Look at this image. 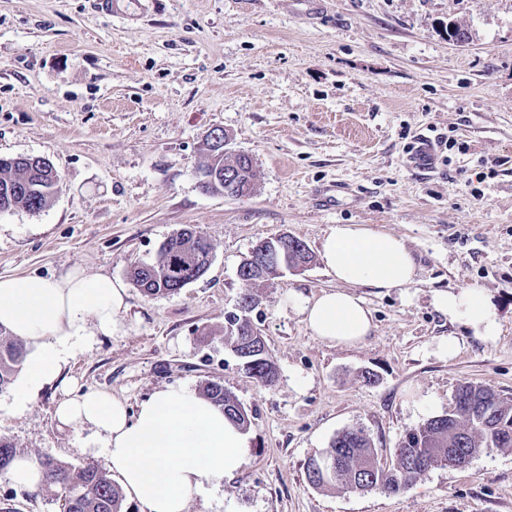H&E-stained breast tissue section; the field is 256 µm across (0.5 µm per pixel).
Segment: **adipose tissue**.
<instances>
[{"label":"adipose tissue","mask_w":512,"mask_h":512,"mask_svg":"<svg viewBox=\"0 0 512 512\" xmlns=\"http://www.w3.org/2000/svg\"><path fill=\"white\" fill-rule=\"evenodd\" d=\"M320 256L341 287L302 302L300 312L314 335L341 346L360 343L373 328L356 287L407 289L415 282L414 256L404 241L364 224L330 227ZM127 298L122 281L79 266L57 278L0 277V326L31 347L22 394L60 382L67 397L56 407L58 422L91 429L141 512H186L192 495L219 488L240 468L246 433L192 390L155 392L132 416L108 393L71 395L70 382L60 378L78 352L123 333ZM433 304L449 323L483 339L500 333L497 311L482 289L440 291Z\"/></svg>","instance_id":"1"}]
</instances>
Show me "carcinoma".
I'll return each instance as SVG.
<instances>
[{"mask_svg": "<svg viewBox=\"0 0 512 512\" xmlns=\"http://www.w3.org/2000/svg\"><path fill=\"white\" fill-rule=\"evenodd\" d=\"M59 183L57 170L45 159L0 158V190L10 191L12 210L23 208L33 213L43 210L58 193ZM207 247L206 239L185 228L168 238L153 260L132 265L130 279L148 297L172 295L194 278L185 267L186 258L205 252ZM285 257L296 264L312 262L307 245L297 237L286 235L278 255L264 261L265 269H274ZM239 279L244 289L238 304H250L256 297L253 287L263 279L251 267L240 268ZM224 339L250 377L264 386L276 383L278 369L256 329L247 325L239 332L226 331ZM27 354V345L0 325V392L14 382ZM460 388L467 391L473 406L456 400L447 414L407 431L394 449L398 466L383 467L369 438L362 430L351 428L339 432L328 447L308 459V483L315 488L337 486L350 491L395 495L447 461L450 448L472 457L494 448H512V399L472 382H465ZM200 395L224 409V415L241 429L250 426L248 410L224 386L208 382ZM17 454L15 445L1 435L0 474L7 471ZM38 461L45 477L44 487L60 502L61 512H124L122 492L107 472L49 455L38 457Z\"/></svg>", "mask_w": 512, "mask_h": 512, "instance_id": "1", "label": "carcinoma"}]
</instances>
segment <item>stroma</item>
I'll return each mask as SVG.
<instances>
[{"instance_id": "obj_1", "label": "stroma", "mask_w": 512, "mask_h": 512, "mask_svg": "<svg viewBox=\"0 0 512 512\" xmlns=\"http://www.w3.org/2000/svg\"><path fill=\"white\" fill-rule=\"evenodd\" d=\"M452 23L466 44L449 42ZM215 128L252 157L250 196L202 188ZM432 132L452 148L424 174L406 159ZM17 156L49 160L61 190L40 212L0 213V277L77 265L127 281L188 226L213 247L206 273L175 294L130 285L125 333L63 370L132 413L155 391L207 381L249 410L244 464L188 512H512L511 448L433 468L397 495L305 477L348 428L391 459L462 383L512 398V0H121L112 13L97 0H0V157ZM336 224L399 236L416 262L409 289L359 288L374 329L348 348L313 336L295 305L337 288L318 256ZM282 233L315 258L256 289L251 321L279 374L265 386L225 343L224 316L243 259ZM465 286L496 308V340L436 311L435 292ZM15 394L0 393V435L20 453L105 468L90 430L57 422L58 385L22 404ZM4 504L60 512L52 493L2 474Z\"/></svg>"}]
</instances>
